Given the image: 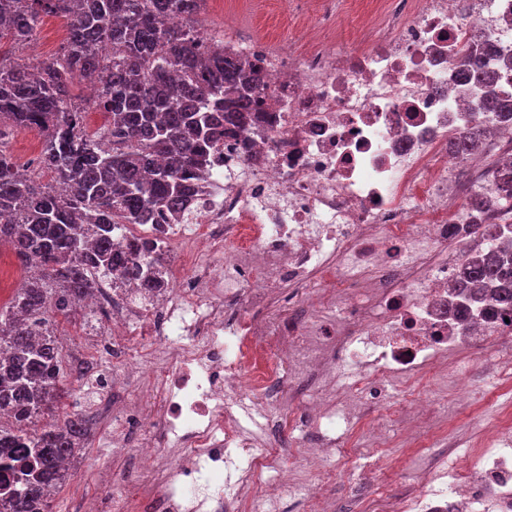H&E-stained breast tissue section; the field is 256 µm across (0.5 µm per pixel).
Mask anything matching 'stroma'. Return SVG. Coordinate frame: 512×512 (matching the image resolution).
<instances>
[{"mask_svg":"<svg viewBox=\"0 0 512 512\" xmlns=\"http://www.w3.org/2000/svg\"><path fill=\"white\" fill-rule=\"evenodd\" d=\"M208 16L220 19L235 18L243 26L244 33L263 37L269 41L288 45L295 36L294 22L289 15L288 0H211ZM101 316L96 312L84 313L76 326L59 324L57 333L65 345L66 357H92L100 369H107L110 361L99 347V339L93 334ZM477 368L476 374L465 382L436 380L426 384L434 398V412L438 423L434 428L435 443L442 444L448 438L464 439L475 434L482 422L491 420L501 405L512 404V387H498L493 380L495 370L489 356L480 349L467 351ZM72 396L69 409L93 418L87 444L77 456L66 484L50 499V512H85V503L93 498L104 497L109 488L96 481L91 468L96 460L110 458L111 442L107 422L112 413L111 397L101 395L95 380H70ZM386 461L380 462L373 473L364 477L371 485L386 484L390 497L406 493L416 481L417 463L409 456V450L397 438L386 443ZM278 463L294 469L301 488L314 489L328 503L331 512H358L355 488L347 476L337 477L330 484L321 483L318 477L300 468L296 453L283 452Z\"/></svg>","mask_w":512,"mask_h":512,"instance_id":"obj_1","label":"stroma"}]
</instances>
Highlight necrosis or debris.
<instances>
[{"mask_svg": "<svg viewBox=\"0 0 512 512\" xmlns=\"http://www.w3.org/2000/svg\"><path fill=\"white\" fill-rule=\"evenodd\" d=\"M332 0L298 17L304 53L243 40L233 21L204 25L225 53L259 60L264 119L227 137L180 217L145 225L155 287L100 279L86 303L107 314L116 356L105 382L121 396L111 460L95 475L112 496L92 512H279L292 476L278 450L302 451L322 483L348 465L331 450L355 430L433 420L424 377L466 379L464 348L496 353L512 322L487 299L448 296L471 250L500 252L512 211L472 208L473 195L512 193L479 164L457 180L448 140L496 129L512 167V117L480 108L512 96V0H388L387 24L362 44L324 30ZM477 52L493 85L465 80ZM295 309L269 315L280 289ZM308 400L283 412L286 388ZM373 405L382 423L364 419ZM399 512H512V412L487 423L473 452L443 454L398 501Z\"/></svg>", "mask_w": 512, "mask_h": 512, "instance_id": "obj_1", "label": "necrosis or debris"}]
</instances>
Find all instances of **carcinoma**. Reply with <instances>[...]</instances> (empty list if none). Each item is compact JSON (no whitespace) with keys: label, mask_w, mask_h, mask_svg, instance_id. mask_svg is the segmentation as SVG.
<instances>
[{"label":"carcinoma","mask_w":512,"mask_h":512,"mask_svg":"<svg viewBox=\"0 0 512 512\" xmlns=\"http://www.w3.org/2000/svg\"><path fill=\"white\" fill-rule=\"evenodd\" d=\"M202 9V0H0V40L17 47L42 16L69 19L59 55L36 70L0 54V137L6 129L42 135L41 163L66 189L62 196L21 173L0 149V215L9 216L0 223V244L30 272L0 306V410L8 413L0 421V512H41L66 481L62 464L82 448L83 414H68L62 425L37 423L66 407L70 376L99 373L93 359L65 363L55 331L96 290L89 268L150 284L132 264L149 243L125 248L112 229L181 212L226 130L261 113L260 70L204 47L193 25ZM460 67L479 82L496 80L470 57ZM77 80L94 86L96 105L110 115L102 133L85 130V107L72 94ZM485 132L475 126L449 146L476 150ZM105 133L110 152L102 147ZM511 265L507 252L469 254L458 295L476 302L490 293L512 311ZM33 324L45 325V335L33 337Z\"/></svg>","instance_id":"cac0c4a2"}]
</instances>
